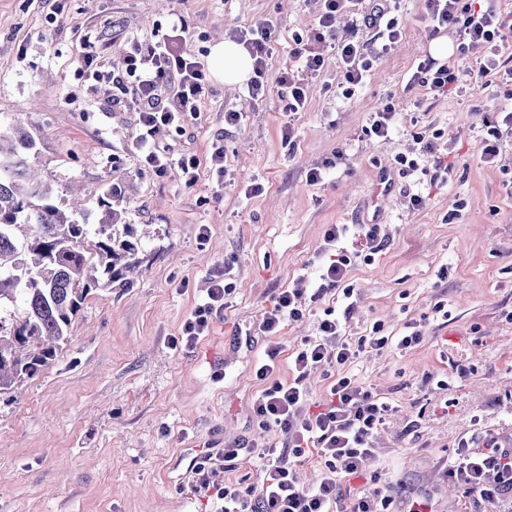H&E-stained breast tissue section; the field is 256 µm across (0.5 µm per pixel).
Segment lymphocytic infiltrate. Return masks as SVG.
<instances>
[{
    "mask_svg": "<svg viewBox=\"0 0 512 512\" xmlns=\"http://www.w3.org/2000/svg\"><path fill=\"white\" fill-rule=\"evenodd\" d=\"M349 0H306L316 20L311 32L295 33L289 51L293 65L283 69L276 80L267 78V59L272 53L273 23L261 18L231 36L252 59L253 71L245 91L253 98L265 97L279 87L287 100V112H301L306 106L303 79L319 74L325 64V41L332 37L337 14ZM477 0H425L428 39L440 34L458 37L457 50L482 44L487 53L476 70V78L494 77L512 88V59L505 52L512 48L507 20L494 4L477 7ZM398 0H365L361 20L372 30L371 38H353L336 48L345 98H352L365 82L375 59L387 54L402 36L395 16ZM189 31L185 17H178L171 33L163 40L146 43L132 39L125 49V71L116 76L120 89L113 98L115 107L139 114V128L133 147L149 169L159 177L177 173L188 187L199 180L200 161L196 155L175 156L161 148L160 134L181 130L187 117L195 115L199 102L210 91L209 75L203 62L182 45ZM463 69L434 57H426L410 78L411 83L427 88L433 95L447 94L459 87ZM175 89L178 108L163 102L168 89ZM361 237L370 253L381 243L376 225L332 224L326 229L320 252L324 260L312 288H279L271 297L257 324L259 335L272 337L285 321L302 320L306 314L320 312L314 336L305 338L288 357L292 377L282 381L274 372L282 355L271 345L264 358L254 366L261 383L253 401L259 427L278 426L288 434L283 446L263 445L257 452L260 485H229L224 481L226 462L234 453L220 448L201 449L190 461L192 489L203 494L214 512H433L427 498L407 495L400 483L385 488L359 489L352 500H344L343 481L367 477L377 461L374 435L392 415L394 408L374 388L352 374L360 354L389 346L406 350L418 345L421 336L411 331L399 336H363L350 342L345 334L346 321L354 307V287L348 282L352 260L346 248L349 239ZM235 290L227 282L224 269L210 275V286L185 320L174 346L191 350L209 335L214 322L223 319ZM341 292L343 309L327 305L333 292ZM326 368L329 379L326 396L318 407H311L305 381L309 374ZM317 456L323 472L314 487H301L295 464L302 458ZM447 474L467 495L476 496L482 512H500V505L512 495V448L497 440L483 445L461 441L448 463Z\"/></svg>",
    "mask_w": 512,
    "mask_h": 512,
    "instance_id": "f902f5d3",
    "label": "lymphocytic infiltrate"
}]
</instances>
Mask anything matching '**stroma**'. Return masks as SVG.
Returning <instances> with one entry per match:
<instances>
[{"label": "stroma", "instance_id": "1", "mask_svg": "<svg viewBox=\"0 0 512 512\" xmlns=\"http://www.w3.org/2000/svg\"><path fill=\"white\" fill-rule=\"evenodd\" d=\"M180 15L191 22L190 53L203 61L229 29L269 18L271 78L290 61L292 35L315 24L303 0H0V120L32 133L30 161L54 200L78 186L94 224L100 198L115 192L121 223L147 232L134 286L91 295L54 363L17 400L0 401V512H209L186 471L191 449L204 446L237 450L226 483H259L248 446L285 435L253 418L261 387L254 364L268 344L287 353L315 335L317 321L284 323L273 339L249 345L245 335L275 289L315 276L331 224L377 225L384 243L349 272L357 304L347 336L371 335L377 324L396 336L408 323L422 334L406 351L361 353L353 368L397 408L378 434L381 479L401 480L435 512H473V498L443 468L461 440L512 443V136L492 162L481 148L485 111L512 101L494 85L447 97L410 85L426 56L451 53L427 39L423 0H402L401 41L352 99L341 96L332 58L306 79L307 109L292 117L277 92L253 101L212 77L198 114L159 138L204 163L223 143V187L205 174L187 187L142 165L132 147L137 113L114 108L111 79L86 80L79 64L89 36L103 70L120 72L130 38L161 39ZM387 102L397 132L367 136L368 113ZM228 108L245 116L230 131ZM289 120L291 144L281 135ZM437 129L447 183L402 173L396 156H418L415 134ZM330 157L335 170L309 184L307 171ZM255 182L261 192L246 195ZM414 193L424 196L421 207L410 204ZM226 263L236 286L231 308L194 352L173 349L169 339L204 294L210 269ZM439 303L445 313H436ZM218 366L220 381L212 377Z\"/></svg>", "mask_w": 512, "mask_h": 512}]
</instances>
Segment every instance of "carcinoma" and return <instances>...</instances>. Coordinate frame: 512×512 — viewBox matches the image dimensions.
Masks as SVG:
<instances>
[{
	"label": "carcinoma",
	"instance_id": "1",
	"mask_svg": "<svg viewBox=\"0 0 512 512\" xmlns=\"http://www.w3.org/2000/svg\"><path fill=\"white\" fill-rule=\"evenodd\" d=\"M35 146L20 126L0 131V397L11 399L56 360L88 297L132 287L127 272L138 263L133 226L115 229L114 194L101 200L98 223L79 221L82 208L53 204L31 176Z\"/></svg>",
	"mask_w": 512,
	"mask_h": 512
}]
</instances>
